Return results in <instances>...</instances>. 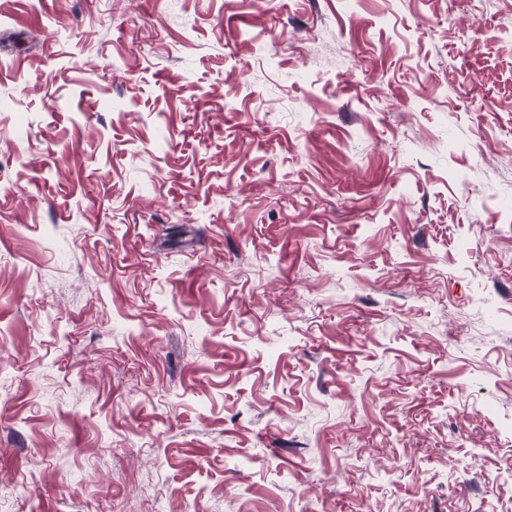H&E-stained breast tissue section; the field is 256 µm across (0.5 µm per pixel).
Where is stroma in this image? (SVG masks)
Segmentation results:
<instances>
[{
  "label": "stroma",
  "instance_id": "obj_1",
  "mask_svg": "<svg viewBox=\"0 0 512 512\" xmlns=\"http://www.w3.org/2000/svg\"><path fill=\"white\" fill-rule=\"evenodd\" d=\"M0 512H512V0H0Z\"/></svg>",
  "mask_w": 512,
  "mask_h": 512
}]
</instances>
